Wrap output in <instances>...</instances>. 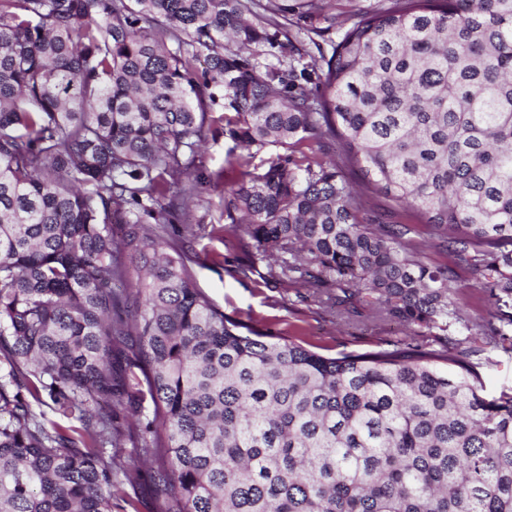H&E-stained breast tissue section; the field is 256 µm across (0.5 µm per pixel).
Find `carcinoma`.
I'll list each match as a JSON object with an SVG mask.
<instances>
[{"instance_id": "carcinoma-1", "label": "carcinoma", "mask_w": 512, "mask_h": 512, "mask_svg": "<svg viewBox=\"0 0 512 512\" xmlns=\"http://www.w3.org/2000/svg\"><path fill=\"white\" fill-rule=\"evenodd\" d=\"M324 4L0 0V512H113L118 479L148 473L160 512H512V390L484 396L468 361L508 337L450 285L512 298V0H379L336 41ZM215 112L246 162L279 149L229 190L224 233L416 342L325 356L198 287L169 225L192 231ZM347 166L453 267L413 225L367 219Z\"/></svg>"}]
</instances>
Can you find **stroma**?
Wrapping results in <instances>:
<instances>
[{"label": "stroma", "instance_id": "obj_1", "mask_svg": "<svg viewBox=\"0 0 512 512\" xmlns=\"http://www.w3.org/2000/svg\"><path fill=\"white\" fill-rule=\"evenodd\" d=\"M232 145L225 134L206 138L196 161L204 181L199 198L191 204L194 233L183 239L182 245L195 258L192 270L199 288L225 315L273 333L286 329L323 355L364 352L406 338L409 331L404 325L381 319L370 311L347 317L336 313L329 304L314 302L311 289L266 281L267 266L254 261L255 247L250 237L243 234L226 239L216 234V227L228 222L224 213L225 186L248 178L246 168L236 165L228 155ZM456 284L474 317L501 324L498 303L477 281L462 273ZM501 326L512 337V325ZM471 361L482 377L486 395L512 387V351L494 350L472 356ZM114 496L113 512H155L161 501L147 480L121 484Z\"/></svg>", "mask_w": 512, "mask_h": 512}]
</instances>
